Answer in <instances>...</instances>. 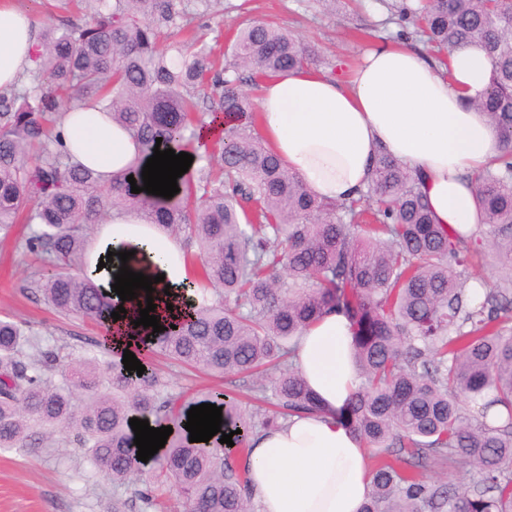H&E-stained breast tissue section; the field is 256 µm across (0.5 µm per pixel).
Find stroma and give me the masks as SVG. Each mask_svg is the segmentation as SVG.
Returning <instances> with one entry per match:
<instances>
[{"mask_svg":"<svg viewBox=\"0 0 512 512\" xmlns=\"http://www.w3.org/2000/svg\"><path fill=\"white\" fill-rule=\"evenodd\" d=\"M387 17L380 0H338L328 12L316 0H218L209 13L195 17L194 24L202 28L206 42L221 51L243 23L276 25L314 45L330 74L360 60L372 44L395 37L398 26ZM32 230V225L17 224L9 235L0 234V317L26 322L36 331L41 348L62 347L75 358L85 355L107 336L108 325L102 319L60 315L25 290L31 275L49 269L47 261H24L16 251L17 240ZM137 488L134 482L113 487L84 449L62 434L35 453L0 450V512H113L118 499L126 503L123 512H153L136 497Z\"/></svg>","mask_w":512,"mask_h":512,"instance_id":"1","label":"stroma"}]
</instances>
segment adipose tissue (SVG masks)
<instances>
[{"instance_id":"ef3b65f1","label":"adipose tissue","mask_w":512,"mask_h":512,"mask_svg":"<svg viewBox=\"0 0 512 512\" xmlns=\"http://www.w3.org/2000/svg\"><path fill=\"white\" fill-rule=\"evenodd\" d=\"M36 41L28 14L0 0V89L14 85L30 65ZM490 77V61L479 47L452 51L443 68L415 48L386 42L370 48L345 81L312 68L265 80L260 133L308 191L329 203L357 196L377 156H393L419 176L437 223L467 238L480 215L466 174L500 147L472 106ZM60 134L74 163L109 180L147 162L131 134L97 112L67 113ZM120 251L130 252L126 264L145 275H164L169 291L159 294L154 311L160 325L192 313L199 299L185 289L192 270L179 239L137 213L112 214L94 236L87 265L104 292H111L124 264L116 257ZM123 306L125 315L109 324L108 344L142 356L148 330L131 322L136 300ZM350 342L348 320L333 312L297 339L296 364L332 412L356 387ZM249 458L257 512H360L371 489L365 448L332 413L294 417L254 434Z\"/></svg>"}]
</instances>
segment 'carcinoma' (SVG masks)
I'll list each match as a JSON object with an SVG mask.
<instances>
[{
  "instance_id": "carcinoma-1",
  "label": "carcinoma",
  "mask_w": 512,
  "mask_h": 512,
  "mask_svg": "<svg viewBox=\"0 0 512 512\" xmlns=\"http://www.w3.org/2000/svg\"><path fill=\"white\" fill-rule=\"evenodd\" d=\"M50 19L39 36L29 83L0 93V231L38 225L19 246L52 270L25 286L62 315L102 319L113 300L85 272L91 224L134 211L187 240L192 283L203 291L194 315L150 337L173 366L251 378L260 411L232 391L212 389L187 403L154 369L142 375L98 357L67 359L53 349L32 360L35 333L0 318V449L30 452L57 433L88 453L112 484L138 469L129 420L173 429L154 457L153 486L138 493L171 512H255L247 457L218 443L189 442L187 411L222 408L239 448L250 435L294 416L336 414L370 449L372 490L360 512H512V276L483 292L468 281L474 258L492 250L512 263V0H413L385 4L407 24L398 37L448 52L477 45L492 66L475 102L502 142L471 175L489 240H464L434 222L418 179L389 156L366 189L336 203L317 200L281 165L259 133V111L244 87L316 68L313 46L288 31L248 23L227 45L226 69L193 11L214 0H31ZM174 37L161 46L162 33ZM111 115L153 155L192 152L197 131L224 120L217 154L180 180V192L152 200L123 175L104 183L60 148L55 129L76 108ZM336 311L350 323L360 384L351 402L326 409L291 361L299 333ZM56 371V386L46 373ZM460 460L476 478L464 487L428 482L427 460Z\"/></svg>"
}]
</instances>
